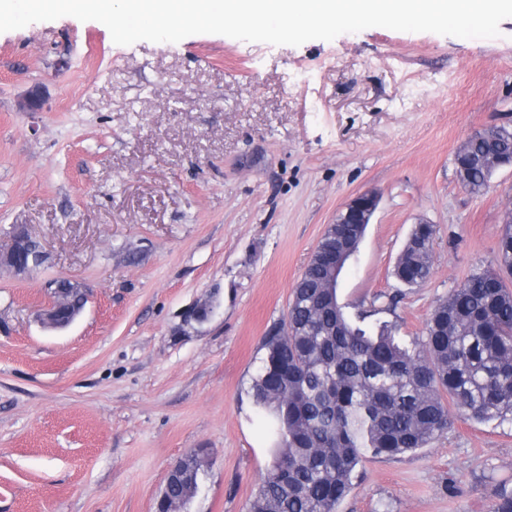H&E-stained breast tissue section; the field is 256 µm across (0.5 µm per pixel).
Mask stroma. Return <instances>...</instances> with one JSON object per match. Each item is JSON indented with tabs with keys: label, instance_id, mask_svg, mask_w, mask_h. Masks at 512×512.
I'll use <instances>...</instances> for the list:
<instances>
[{
	"label": "stroma",
	"instance_id": "obj_1",
	"mask_svg": "<svg viewBox=\"0 0 512 512\" xmlns=\"http://www.w3.org/2000/svg\"><path fill=\"white\" fill-rule=\"evenodd\" d=\"M502 124L512 18L492 39L372 27L299 46H121L71 16L0 33V243L22 224L49 254L25 277L0 270V512H155L197 448L186 512H249L269 443L246 390L328 225L379 193L339 300L423 336L512 210V166L473 195L454 163ZM420 221L437 227L433 270L409 288L393 269ZM59 277L89 301L48 330L37 315ZM207 298L209 319L185 323ZM506 491L512 424L459 420L364 460L338 512H491ZM179 465L183 472V475L185 476L184 480L171 482L168 485L165 484L164 487V496L168 498H174V499H180L185 495L184 489H185V480H191L194 484V491L193 493L188 497V502L197 492L198 489V481H199V474L202 467V463L198 462L195 457L189 454H185L179 459Z\"/></svg>",
	"mask_w": 512,
	"mask_h": 512
}]
</instances>
